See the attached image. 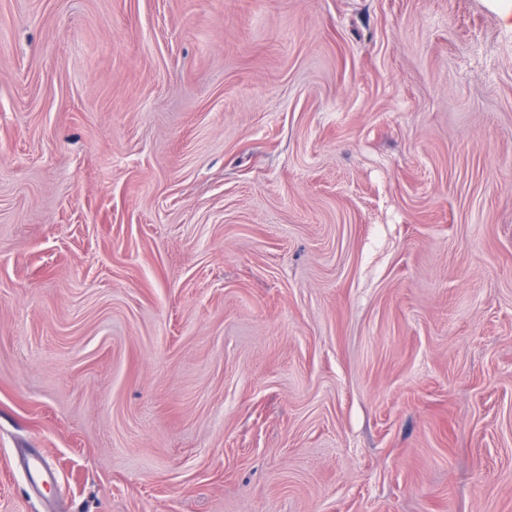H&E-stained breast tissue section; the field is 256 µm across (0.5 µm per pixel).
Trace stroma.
I'll list each match as a JSON object with an SVG mask.
<instances>
[{"label": "stroma", "instance_id": "stroma-1", "mask_svg": "<svg viewBox=\"0 0 512 512\" xmlns=\"http://www.w3.org/2000/svg\"><path fill=\"white\" fill-rule=\"evenodd\" d=\"M511 4L0 0V512H512Z\"/></svg>", "mask_w": 512, "mask_h": 512}]
</instances>
